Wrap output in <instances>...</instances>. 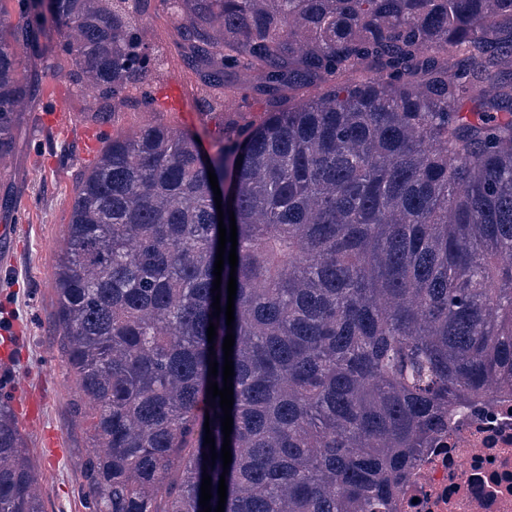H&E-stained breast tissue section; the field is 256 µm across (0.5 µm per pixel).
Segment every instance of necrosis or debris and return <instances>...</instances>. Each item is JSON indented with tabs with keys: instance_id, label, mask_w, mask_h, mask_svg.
<instances>
[{
	"instance_id": "obj_1",
	"label": "necrosis or debris",
	"mask_w": 512,
	"mask_h": 512,
	"mask_svg": "<svg viewBox=\"0 0 512 512\" xmlns=\"http://www.w3.org/2000/svg\"><path fill=\"white\" fill-rule=\"evenodd\" d=\"M388 512H512V389L452 415L405 472Z\"/></svg>"
}]
</instances>
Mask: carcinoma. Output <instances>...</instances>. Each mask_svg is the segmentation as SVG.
<instances>
[{
    "instance_id": "carcinoma-1",
    "label": "carcinoma",
    "mask_w": 512,
    "mask_h": 512,
    "mask_svg": "<svg viewBox=\"0 0 512 512\" xmlns=\"http://www.w3.org/2000/svg\"><path fill=\"white\" fill-rule=\"evenodd\" d=\"M0 7V163L43 66L116 107L154 70L125 0ZM224 108L265 103L205 151L145 124L76 184L56 330L90 411L89 512H379L448 406L512 378V0H163ZM49 35L56 49L40 42ZM234 211L232 462L216 452ZM217 335L208 343L209 323ZM214 351H209V347ZM218 363V376L209 363ZM0 403V512H44Z\"/></svg>"
}]
</instances>
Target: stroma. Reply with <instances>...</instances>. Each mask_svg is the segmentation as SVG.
I'll list each match as a JSON object with an SVG mask.
<instances>
[{
    "mask_svg": "<svg viewBox=\"0 0 512 512\" xmlns=\"http://www.w3.org/2000/svg\"><path fill=\"white\" fill-rule=\"evenodd\" d=\"M144 18L149 49L158 58L154 86L183 88L190 111H140L134 90L126 105L97 119L93 113L104 103L97 89L79 88L63 69L49 70L44 92L19 123L11 159L0 171V195L14 199L11 211H0V225H12L14 236L13 263L0 272V319L8 322L0 348L10 347L12 355L0 360V403L11 407L29 448L46 512H87L83 474L93 447L86 417L74 411L80 394L55 330V275L76 180L108 140L148 122L204 138L224 131V112L205 107L210 91L182 56V38L161 0H147ZM58 99L75 115L78 128L46 126L45 116Z\"/></svg>",
    "mask_w": 512,
    "mask_h": 512,
    "instance_id": "stroma-1",
    "label": "stroma"
}]
</instances>
